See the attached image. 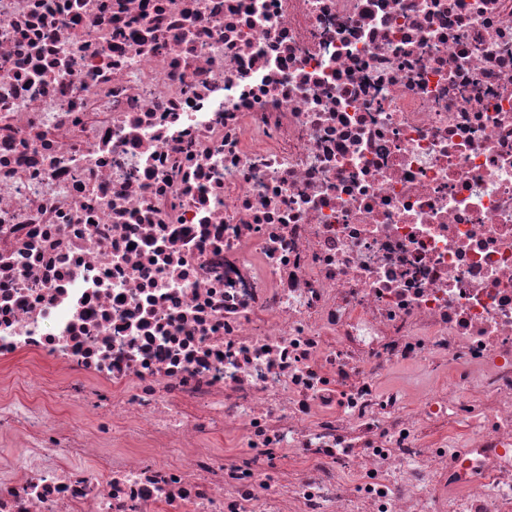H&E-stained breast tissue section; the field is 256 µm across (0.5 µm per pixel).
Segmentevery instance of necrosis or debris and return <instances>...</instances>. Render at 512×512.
I'll use <instances>...</instances> for the list:
<instances>
[{"mask_svg": "<svg viewBox=\"0 0 512 512\" xmlns=\"http://www.w3.org/2000/svg\"><path fill=\"white\" fill-rule=\"evenodd\" d=\"M0 512H512V0H0Z\"/></svg>", "mask_w": 512, "mask_h": 512, "instance_id": "necrosis-or-debris-1", "label": "necrosis or debris"}]
</instances>
